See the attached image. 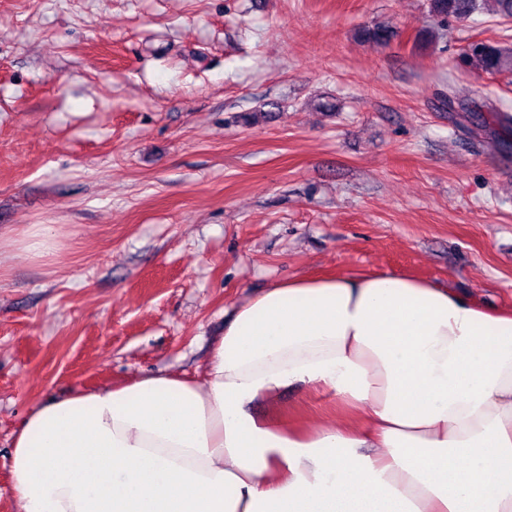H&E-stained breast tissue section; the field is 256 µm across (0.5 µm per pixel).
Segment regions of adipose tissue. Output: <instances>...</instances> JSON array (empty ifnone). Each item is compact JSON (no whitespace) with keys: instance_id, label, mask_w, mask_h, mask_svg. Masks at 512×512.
Here are the masks:
<instances>
[{"instance_id":"1","label":"adipose tissue","mask_w":512,"mask_h":512,"mask_svg":"<svg viewBox=\"0 0 512 512\" xmlns=\"http://www.w3.org/2000/svg\"><path fill=\"white\" fill-rule=\"evenodd\" d=\"M293 387L343 416L256 413ZM10 474L17 512H512V310L389 272L281 282L203 380L37 405Z\"/></svg>"}]
</instances>
